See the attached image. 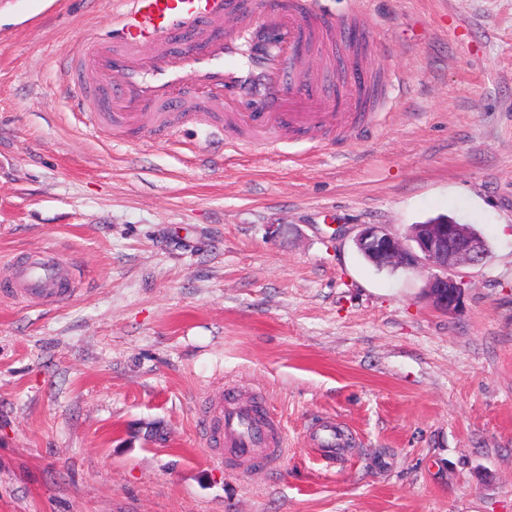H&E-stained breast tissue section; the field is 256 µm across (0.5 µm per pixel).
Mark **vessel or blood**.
I'll use <instances>...</instances> for the list:
<instances>
[{"mask_svg": "<svg viewBox=\"0 0 512 512\" xmlns=\"http://www.w3.org/2000/svg\"><path fill=\"white\" fill-rule=\"evenodd\" d=\"M111 38L77 48L67 62L78 104L103 126H145L171 136L206 117L212 141L226 132L278 147L313 141L355 120L365 89L348 83L335 111L321 89L345 26L323 0H120ZM223 27L224 36L211 31ZM59 261L16 264L0 298L52 305L71 297ZM199 432L216 461L274 469L286 453L279 422L260 399L225 391L205 403Z\"/></svg>", "mask_w": 512, "mask_h": 512, "instance_id": "obj_1", "label": "vessel or blood"}]
</instances>
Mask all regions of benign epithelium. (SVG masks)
Instances as JSON below:
<instances>
[{"instance_id": "obj_1", "label": "benign epithelium", "mask_w": 512, "mask_h": 512, "mask_svg": "<svg viewBox=\"0 0 512 512\" xmlns=\"http://www.w3.org/2000/svg\"><path fill=\"white\" fill-rule=\"evenodd\" d=\"M355 245L377 267H417L428 271L427 293L438 309L452 312L464 302V290L448 271L479 265L488 255L485 240L468 224L440 219L418 224L404 241L375 224L363 225Z\"/></svg>"}]
</instances>
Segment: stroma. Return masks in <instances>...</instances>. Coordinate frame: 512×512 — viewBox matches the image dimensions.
I'll use <instances>...</instances> for the list:
<instances>
[{"mask_svg":"<svg viewBox=\"0 0 512 512\" xmlns=\"http://www.w3.org/2000/svg\"><path fill=\"white\" fill-rule=\"evenodd\" d=\"M330 7L397 77L380 114L204 168V122L159 142L79 111L58 64L117 0H0V284L54 254L77 288L0 300V512H512V0ZM441 215L489 245L451 313L354 246ZM231 385L280 422L279 468L202 443Z\"/></svg>","mask_w":512,"mask_h":512,"instance_id":"stroma-1","label":"stroma"}]
</instances>
